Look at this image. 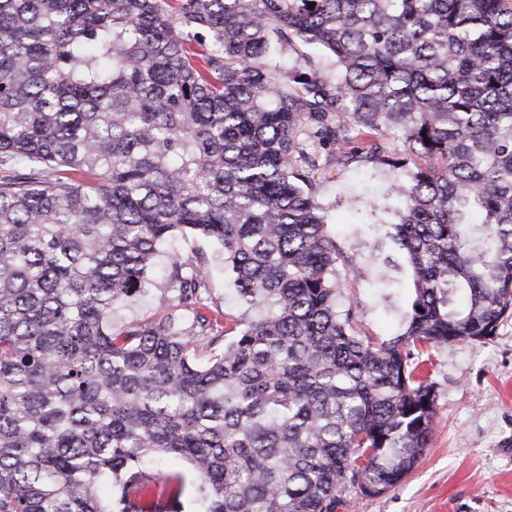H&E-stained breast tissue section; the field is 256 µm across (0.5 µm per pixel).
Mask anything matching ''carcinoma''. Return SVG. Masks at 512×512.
<instances>
[{"label":"carcinoma","instance_id":"obj_1","mask_svg":"<svg viewBox=\"0 0 512 512\" xmlns=\"http://www.w3.org/2000/svg\"><path fill=\"white\" fill-rule=\"evenodd\" d=\"M309 55L274 61L294 43ZM346 112L351 126L336 124ZM405 171L404 330L339 311L319 157ZM223 248L249 316L205 313V257L115 330L174 234ZM512 308V0H0V512H337L427 447L416 346L490 340Z\"/></svg>","mask_w":512,"mask_h":512}]
</instances>
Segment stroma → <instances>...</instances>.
<instances>
[{"label":"stroma","mask_w":512,"mask_h":512,"mask_svg":"<svg viewBox=\"0 0 512 512\" xmlns=\"http://www.w3.org/2000/svg\"><path fill=\"white\" fill-rule=\"evenodd\" d=\"M381 160L329 161L323 155L313 174L312 192L324 208L343 261L344 302H357L355 325L361 335L386 339L404 327L412 281L403 250L390 235L398 216L371 211L390 185L413 165L403 134L384 132ZM165 252L203 253L210 309L237 318L244 309L227 286L215 242L173 238ZM426 371L435 384L433 432L415 468L387 492L364 496L342 490L341 512H512V310L490 340H467L431 349Z\"/></svg>","instance_id":"1"}]
</instances>
